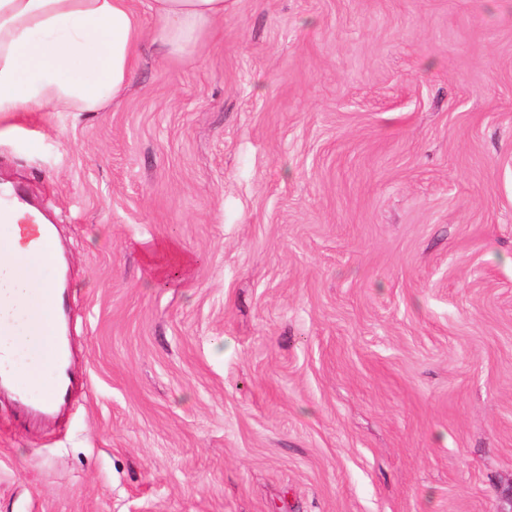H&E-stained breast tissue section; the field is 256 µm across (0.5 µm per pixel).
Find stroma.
Listing matches in <instances>:
<instances>
[{
  "label": "stroma",
  "mask_w": 512,
  "mask_h": 512,
  "mask_svg": "<svg viewBox=\"0 0 512 512\" xmlns=\"http://www.w3.org/2000/svg\"><path fill=\"white\" fill-rule=\"evenodd\" d=\"M3 178L77 381L0 394V512H512V0H225Z\"/></svg>",
  "instance_id": "obj_1"
}]
</instances>
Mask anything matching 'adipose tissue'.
I'll list each match as a JSON object with an SVG mask.
<instances>
[{
	"label": "adipose tissue",
	"instance_id": "ef3b65f1",
	"mask_svg": "<svg viewBox=\"0 0 512 512\" xmlns=\"http://www.w3.org/2000/svg\"><path fill=\"white\" fill-rule=\"evenodd\" d=\"M155 22L144 29L130 0H0V115L9 112H98L126 92L144 38L171 53L191 54L206 30L224 17V0H153ZM17 311L35 357L28 382L47 383L59 340L48 306L44 256L22 253L0 237Z\"/></svg>",
	"mask_w": 512,
	"mask_h": 512
}]
</instances>
